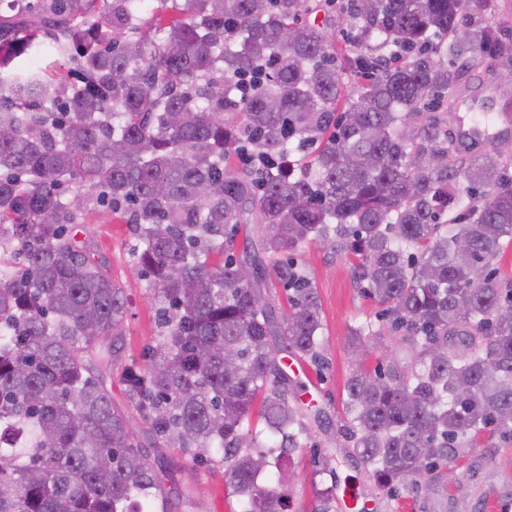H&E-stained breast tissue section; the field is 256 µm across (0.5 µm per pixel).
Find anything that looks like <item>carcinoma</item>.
I'll return each instance as SVG.
<instances>
[{"label":"carcinoma","mask_w":512,"mask_h":512,"mask_svg":"<svg viewBox=\"0 0 512 512\" xmlns=\"http://www.w3.org/2000/svg\"><path fill=\"white\" fill-rule=\"evenodd\" d=\"M141 2L9 0L0 15V512H171L161 442L192 466L221 454L242 512H287L264 477L325 423L285 365L321 359L295 258L311 242L349 253L379 307L352 351L401 334L386 368L346 383L345 458L414 498L487 429L512 440V287L488 269L512 243V165L459 152L425 116L460 90L444 58L512 59L490 0H347L358 52L309 0H160L159 41H127ZM40 53L73 67L25 64ZM244 144L261 169L235 165ZM91 205L130 225L132 270L155 288L157 342L123 378L143 430L93 376L127 306L74 233ZM339 491L315 490L310 512Z\"/></svg>","instance_id":"carcinoma-1"}]
</instances>
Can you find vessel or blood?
<instances>
[{
  "instance_id": "1",
  "label": "vessel or blood",
  "mask_w": 512,
  "mask_h": 512,
  "mask_svg": "<svg viewBox=\"0 0 512 512\" xmlns=\"http://www.w3.org/2000/svg\"><path fill=\"white\" fill-rule=\"evenodd\" d=\"M501 97V91L493 88L483 102L466 98L456 101L452 128L459 144L469 147L485 145L512 135V114L497 107Z\"/></svg>"
}]
</instances>
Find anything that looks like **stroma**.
I'll return each mask as SVG.
<instances>
[{
  "instance_id": "1",
  "label": "stroma",
  "mask_w": 512,
  "mask_h": 512,
  "mask_svg": "<svg viewBox=\"0 0 512 512\" xmlns=\"http://www.w3.org/2000/svg\"><path fill=\"white\" fill-rule=\"evenodd\" d=\"M77 231L79 237L98 244L104 273L125 292L128 313L119 335L107 339L108 344L114 345L117 358L111 369L104 372L103 384L116 406L134 419L138 413L123 392L122 372L125 365L140 359L146 346L156 342L153 290L148 279L131 275V250L136 239L129 226L110 209L102 206L92 209ZM297 259L317 289L324 327L323 362L309 369L317 385L302 388L301 399L323 408L330 424L325 428L312 427L307 447L292 458L286 477L289 512H308L315 485L328 486L334 482L367 499L372 512H512L511 441L497 438L492 448L473 449L466 459L456 462L453 484L441 489L438 496L414 500L389 499L369 473L340 457V450L346 447L342 435L346 423L345 383L356 364H363L371 371L387 366L386 348L395 339L387 337L386 347L369 348L361 361L351 359L349 328L374 316L376 305L361 296L345 254L313 242L304 245ZM162 454L181 488L193 497L194 512H240L241 501L225 483L223 464L193 468L180 449L166 448Z\"/></svg>"
}]
</instances>
